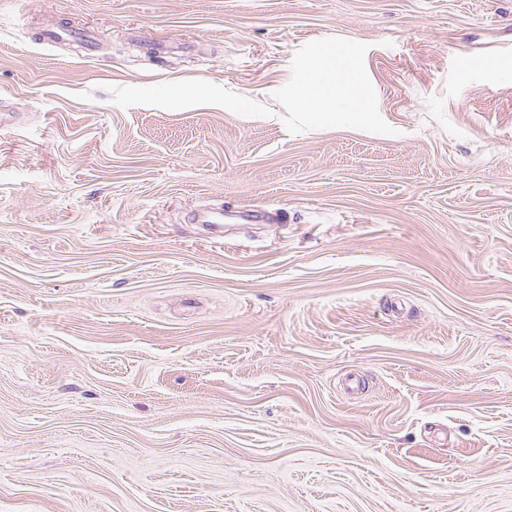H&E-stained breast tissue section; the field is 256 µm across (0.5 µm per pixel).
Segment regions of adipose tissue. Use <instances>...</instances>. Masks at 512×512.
<instances>
[{
	"label": "adipose tissue",
	"mask_w": 512,
	"mask_h": 512,
	"mask_svg": "<svg viewBox=\"0 0 512 512\" xmlns=\"http://www.w3.org/2000/svg\"><path fill=\"white\" fill-rule=\"evenodd\" d=\"M340 57H324L309 66L307 87L300 93L297 103L302 111L315 115L331 116L336 111L362 116L364 97L358 86H344L337 80Z\"/></svg>",
	"instance_id": "1"
}]
</instances>
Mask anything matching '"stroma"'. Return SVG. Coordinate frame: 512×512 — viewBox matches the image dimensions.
Here are the masks:
<instances>
[{"mask_svg": "<svg viewBox=\"0 0 512 512\" xmlns=\"http://www.w3.org/2000/svg\"><path fill=\"white\" fill-rule=\"evenodd\" d=\"M0 512H512V0H0ZM341 56L324 57L309 66L307 88L300 93L297 104L302 112L314 115L332 116L336 110L353 112L360 118L367 112L364 97L358 86H342L337 80Z\"/></svg>", "mask_w": 512, "mask_h": 512, "instance_id": "35a3bbf8", "label": "stroma"}]
</instances>
